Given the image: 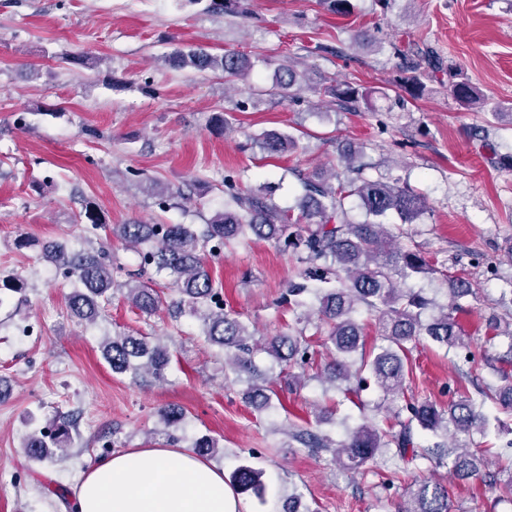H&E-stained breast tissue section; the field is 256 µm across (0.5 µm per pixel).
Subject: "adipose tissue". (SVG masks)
Segmentation results:
<instances>
[{"label": "adipose tissue", "instance_id": "ef3b65f1", "mask_svg": "<svg viewBox=\"0 0 512 512\" xmlns=\"http://www.w3.org/2000/svg\"><path fill=\"white\" fill-rule=\"evenodd\" d=\"M75 512H243L222 468L182 446L152 443L84 472Z\"/></svg>", "mask_w": 512, "mask_h": 512}]
</instances>
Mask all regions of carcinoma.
<instances>
[{"instance_id":"obj_1","label":"carcinoma","mask_w":512,"mask_h":512,"mask_svg":"<svg viewBox=\"0 0 512 512\" xmlns=\"http://www.w3.org/2000/svg\"><path fill=\"white\" fill-rule=\"evenodd\" d=\"M213 12L244 16L248 13L244 0H209ZM401 70L412 73L411 82L419 91L424 80L440 69V58L434 53L413 57L402 55ZM169 62L179 68L219 71L229 81L241 80L250 87L248 77L255 67L251 59L240 53L213 55L202 48L177 47L168 55ZM303 73L293 64L277 69L275 92L290 93L302 89ZM448 87L459 105L473 112L487 106L484 95L466 81L448 75ZM338 106L344 108L367 97L348 83L334 82L324 88ZM271 155H279L298 145L297 139L276 130L265 131L256 139ZM344 171L326 177L308 175L300 179L301 192L295 208L299 219L279 209L262 190L243 191L240 178L224 176V210L217 211L200 228L192 224H115L112 236L133 248L140 257L136 270L125 268L112 251L101 245L81 252H71L62 243L41 244L22 239L20 247L37 246L42 255L63 271L73 283L67 303L72 317L94 323L104 315L112 291L124 289L127 299L143 315L157 314L164 300L144 280L147 270L168 278L170 289L178 299L170 307L181 312L189 310L201 326L206 341L224 353V371L236 377L247 375L248 387L243 398L258 409L272 407L276 392L266 385L262 372L254 362L255 354L263 352L279 366H297L302 373L291 378L300 384L304 370L314 364V351L307 340L305 328L293 334L278 335L270 341L254 338L248 325L224 310L222 288L211 277L208 262L222 251L261 239L288 250L294 256L298 271L288 282L289 303L296 313V323L310 322L309 309L317 310L318 319L330 326L327 358L316 372V378L337 388L345 398L359 397L370 386L382 395V402L394 406L393 422L383 429L374 419L361 413L353 426L345 427L338 440L323 430L313 431L296 424L287 435L314 452L322 450L350 469H358L376 455L393 452L399 460L417 459L435 462L448 468L459 479L479 477L488 464L487 450L474 436L485 437L491 423L483 411L493 401L512 412V347L497 359L494 367L501 384L480 387L478 397L465 395L459 400L439 405L428 399L407 394L409 353L424 336L446 350L462 353L464 361L475 362L468 337L457 326L453 313L459 300L473 292L470 282L445 278L449 302L439 304L423 291L402 288L406 282L431 267L417 250L402 244L408 236L406 225L413 224L427 209L426 199L398 181L371 179L359 161V151L343 154ZM150 190L162 208L176 198L168 187L150 182ZM354 204L363 220L354 221ZM396 215L399 224L387 223ZM82 216L89 224V234L98 230L102 219L92 202L85 203ZM373 314L379 325L382 344L366 349L361 341L362 327L354 318L358 309ZM103 359L116 374H127L134 381L148 373L164 378L171 357L166 345L149 336L117 334L101 345ZM162 433L171 444L178 428L186 419L183 410L162 407L158 410ZM425 431L441 441L421 447L420 432ZM67 431L50 434L40 430L27 436L22 444L24 455L32 461L61 460L65 456ZM265 472L249 464L239 465L231 474L229 484L239 493L252 492L262 497L266 485ZM400 512H450L448 486L427 478L418 481L410 505Z\"/></svg>"}]
</instances>
